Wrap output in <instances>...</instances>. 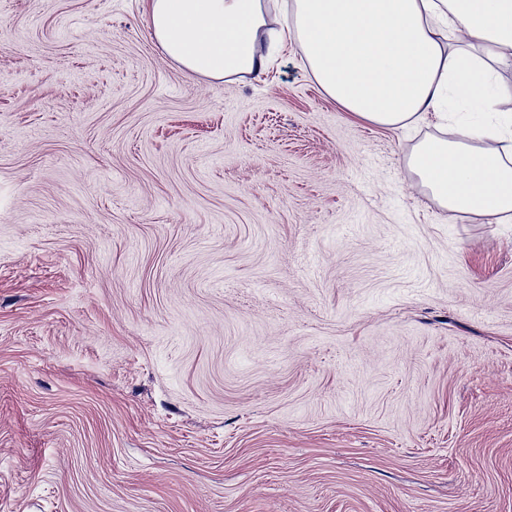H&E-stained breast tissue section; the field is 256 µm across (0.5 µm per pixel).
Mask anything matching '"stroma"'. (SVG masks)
<instances>
[{
  "instance_id": "obj_1",
  "label": "stroma",
  "mask_w": 512,
  "mask_h": 512,
  "mask_svg": "<svg viewBox=\"0 0 512 512\" xmlns=\"http://www.w3.org/2000/svg\"><path fill=\"white\" fill-rule=\"evenodd\" d=\"M462 111L0 0V512H512V216L409 166Z\"/></svg>"
}]
</instances>
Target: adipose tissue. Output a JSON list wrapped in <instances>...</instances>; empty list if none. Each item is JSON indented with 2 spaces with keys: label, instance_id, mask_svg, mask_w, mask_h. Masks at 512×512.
I'll return each mask as SVG.
<instances>
[{
  "label": "adipose tissue",
  "instance_id": "1",
  "mask_svg": "<svg viewBox=\"0 0 512 512\" xmlns=\"http://www.w3.org/2000/svg\"><path fill=\"white\" fill-rule=\"evenodd\" d=\"M147 22L169 60L214 80L264 74L292 34L330 98L392 130L451 94L490 114L492 77L512 67V0H292L284 31L265 0H148ZM409 165L448 211L512 213L511 128L462 121L457 141H424Z\"/></svg>",
  "mask_w": 512,
  "mask_h": 512
}]
</instances>
